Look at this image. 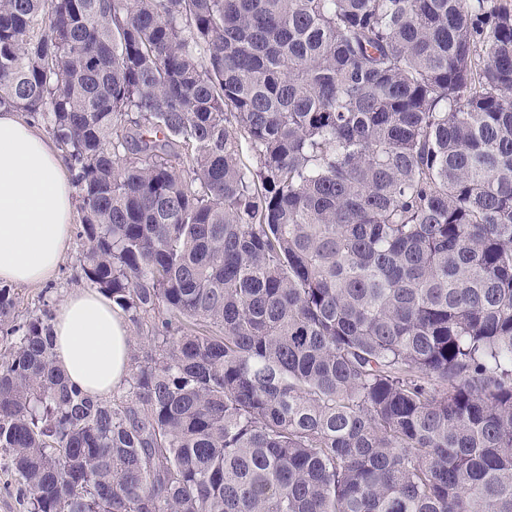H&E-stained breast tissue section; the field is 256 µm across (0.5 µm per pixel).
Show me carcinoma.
<instances>
[{"label": "carcinoma", "mask_w": 512, "mask_h": 512, "mask_svg": "<svg viewBox=\"0 0 512 512\" xmlns=\"http://www.w3.org/2000/svg\"><path fill=\"white\" fill-rule=\"evenodd\" d=\"M0 108L158 318L107 401L0 288L26 512H512V0H0Z\"/></svg>", "instance_id": "cac0c4a2"}]
</instances>
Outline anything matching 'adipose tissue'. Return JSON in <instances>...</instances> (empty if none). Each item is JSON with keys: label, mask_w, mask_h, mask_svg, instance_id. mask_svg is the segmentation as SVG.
<instances>
[{"label": "adipose tissue", "mask_w": 512, "mask_h": 512, "mask_svg": "<svg viewBox=\"0 0 512 512\" xmlns=\"http://www.w3.org/2000/svg\"><path fill=\"white\" fill-rule=\"evenodd\" d=\"M74 208L61 151L19 113L0 109V282L51 280L71 241ZM54 331L55 361L75 385L105 398L124 382L129 329L111 301L73 291Z\"/></svg>", "instance_id": "ef3b65f1"}]
</instances>
